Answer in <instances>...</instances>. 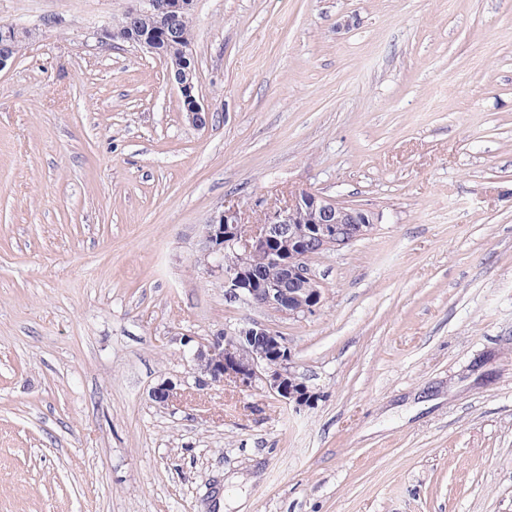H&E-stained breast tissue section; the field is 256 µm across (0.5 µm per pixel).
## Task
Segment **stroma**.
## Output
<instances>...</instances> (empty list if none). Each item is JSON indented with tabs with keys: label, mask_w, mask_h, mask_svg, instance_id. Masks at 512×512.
I'll return each mask as SVG.
<instances>
[{
	"label": "stroma",
	"mask_w": 512,
	"mask_h": 512,
	"mask_svg": "<svg viewBox=\"0 0 512 512\" xmlns=\"http://www.w3.org/2000/svg\"><path fill=\"white\" fill-rule=\"evenodd\" d=\"M130 5L0 0V512H512V0H196L202 128ZM301 188L372 235L314 315L226 301L203 224ZM252 322L312 405L198 386ZM33 36L30 29L22 26L1 23L0 25V71L3 70L9 62L16 58L15 51L19 45L29 40Z\"/></svg>",
	"instance_id": "1"
}]
</instances>
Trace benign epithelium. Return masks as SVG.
Wrapping results in <instances>:
<instances>
[{"mask_svg": "<svg viewBox=\"0 0 512 512\" xmlns=\"http://www.w3.org/2000/svg\"><path fill=\"white\" fill-rule=\"evenodd\" d=\"M195 0H136L101 34L122 40L162 58L167 76L180 94L187 122L204 127L210 112L200 101L196 65L190 45L182 42L171 22L194 13ZM152 17L156 24L142 25ZM33 36L22 26L0 25V71L16 58L17 47ZM379 216L307 189L294 191L288 201L267 208L262 222L242 232L245 219L228 207L202 225L201 254L207 267L224 275V297L233 303L258 306L299 319L315 314L322 303L319 281L311 259L323 252L342 250L374 230ZM234 259L224 264V251ZM272 266L276 274L260 279L257 263ZM191 361L201 375L198 385L232 383L240 389L262 387L285 405L299 408L313 394L292 369L288 345L272 326L253 322L198 340Z\"/></svg>", "mask_w": 512, "mask_h": 512, "instance_id": "7a95c632", "label": "benign epithelium"}]
</instances>
